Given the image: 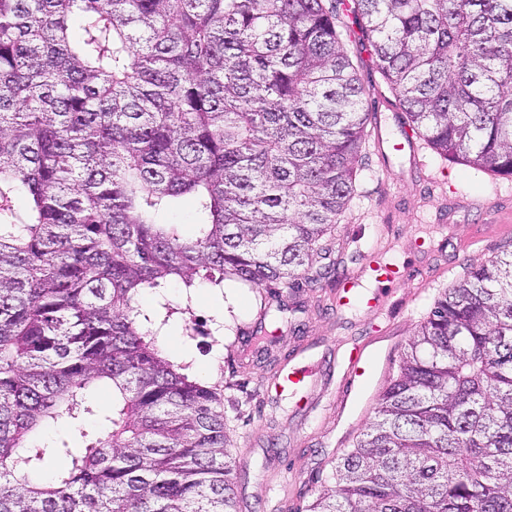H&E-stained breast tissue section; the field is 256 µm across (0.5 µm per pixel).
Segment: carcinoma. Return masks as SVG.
Instances as JSON below:
<instances>
[{
	"label": "carcinoma",
	"instance_id": "carcinoma-1",
	"mask_svg": "<svg viewBox=\"0 0 512 512\" xmlns=\"http://www.w3.org/2000/svg\"><path fill=\"white\" fill-rule=\"evenodd\" d=\"M354 26L427 145L512 178V0H0V512H238L224 390L139 297L268 314L310 279L366 160ZM334 480L309 512H512V251L444 289Z\"/></svg>",
	"mask_w": 512,
	"mask_h": 512
}]
</instances>
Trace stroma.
I'll return each instance as SVG.
<instances>
[{
	"instance_id": "obj_1",
	"label": "stroma",
	"mask_w": 512,
	"mask_h": 512,
	"mask_svg": "<svg viewBox=\"0 0 512 512\" xmlns=\"http://www.w3.org/2000/svg\"><path fill=\"white\" fill-rule=\"evenodd\" d=\"M349 49L371 114L366 163L331 253L313 258L315 279L280 294L283 323L264 319L255 290L232 280L220 289L204 284L190 290L170 280L141 297L146 313L165 303L173 308L167 336L187 348L191 375L224 387L239 512H302L318 491L333 486L338 458L373 419L383 388L440 292L512 250V179L445 160L420 139L414 151H393L406 114L369 51L356 41ZM377 250L399 268L423 271V278L403 288L380 287L387 320L361 307L337 310V277L359 274L363 256ZM187 305L193 310L189 327L182 314ZM354 340L374 359L376 376L355 386L345 406L338 397L347 376L343 355ZM288 357L314 371L299 401L261 386L262 376ZM271 481L280 493L262 495L260 486Z\"/></svg>"
}]
</instances>
